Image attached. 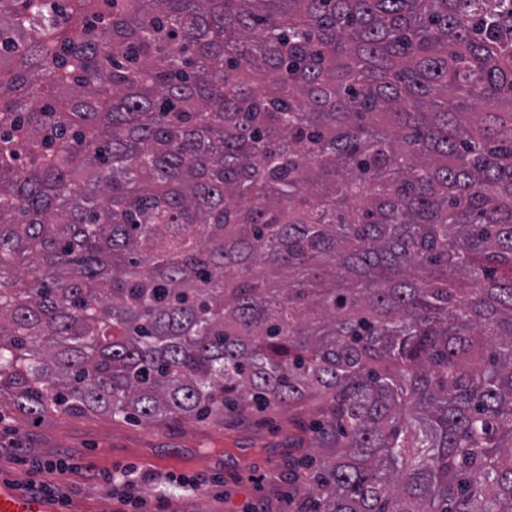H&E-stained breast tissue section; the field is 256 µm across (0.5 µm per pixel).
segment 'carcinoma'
<instances>
[{
  "mask_svg": "<svg viewBox=\"0 0 512 512\" xmlns=\"http://www.w3.org/2000/svg\"><path fill=\"white\" fill-rule=\"evenodd\" d=\"M253 403L295 512H512V0H0V409Z\"/></svg>",
  "mask_w": 512,
  "mask_h": 512,
  "instance_id": "carcinoma-1",
  "label": "carcinoma"
}]
</instances>
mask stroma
Here are the masks:
<instances>
[{
	"instance_id": "35a3bbf8",
	"label": "stroma",
	"mask_w": 512,
	"mask_h": 512,
	"mask_svg": "<svg viewBox=\"0 0 512 512\" xmlns=\"http://www.w3.org/2000/svg\"><path fill=\"white\" fill-rule=\"evenodd\" d=\"M303 410H244L223 425L196 419L153 425L115 422L103 415L39 424L19 417L0 421V473L26 486L32 463L59 455L78 467L43 474L69 496L70 512H119L109 473L135 466L141 512H288L286 479L293 459H321L325 451L293 444L302 435ZM223 476L214 491L186 492L181 479Z\"/></svg>"
}]
</instances>
